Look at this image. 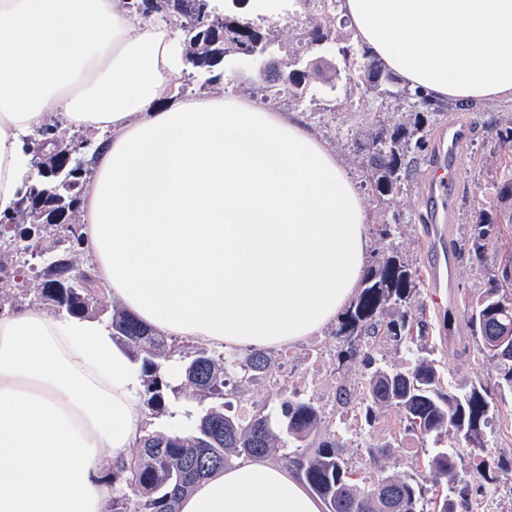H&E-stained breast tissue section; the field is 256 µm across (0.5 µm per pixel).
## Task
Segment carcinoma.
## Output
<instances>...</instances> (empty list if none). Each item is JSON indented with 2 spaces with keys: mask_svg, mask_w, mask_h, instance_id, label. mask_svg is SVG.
<instances>
[{
  "mask_svg": "<svg viewBox=\"0 0 512 512\" xmlns=\"http://www.w3.org/2000/svg\"><path fill=\"white\" fill-rule=\"evenodd\" d=\"M313 4L314 20L288 47L286 57L273 62L272 76L252 88V93L273 106L292 95L298 101L326 100L336 84L324 86L312 64L300 66V51L317 48L331 39L340 0H289L288 17H296ZM167 18L186 46L185 61L193 72L206 75L211 86L224 84V57L243 48L256 54L275 41V30L265 19H241L227 12L216 14L210 0H149L142 11ZM339 63L353 86L394 103L406 111L405 119L371 131L355 132L354 150L363 161V186L383 200L402 192L413 181L428 151L431 129L447 117L449 108L411 91L395 74L384 69L367 50L348 45L337 48ZM490 135L504 151V170L493 183L497 200H512V117L489 123ZM79 138L62 135L58 124L37 131L34 144L43 148V174L11 214L0 216V302L16 303L33 295V303L54 312L86 316L102 313V291L90 288L89 270L76 259L81 225L76 223L88 164L76 166L69 155ZM512 210H481L473 216L470 234L459 249L470 264L486 270L477 295L468 304V323L479 337L480 355L495 363L492 383L471 382L459 388L448 382L441 361L426 356L431 323L426 308H413L423 283L416 264L393 247L372 261L363 287L343 313L335 335L343 338L338 365L363 358L373 365L364 382V398L356 414L357 426H372L381 412H401L405 430L425 441L455 439L448 447L424 449L428 480L387 475L368 488H360L338 450L336 421L318 402L295 392L278 390L280 414L252 406L236 412L229 397L241 383L271 374L270 353L252 351L214 354L208 349L179 350L164 335L154 332L123 309L112 310L109 328L113 338L141 364L145 404L151 414L173 418L172 401L185 399L205 411H183L185 421L167 433L148 432L139 451L112 473L116 485L111 512H179V500L200 480L241 459H272L295 469L327 512H386L385 492L392 494L398 512H457L464 506L474 512L484 491L461 484L459 468L470 449L487 450L486 429L499 417V405L512 399V346L508 352L491 351L482 322L497 323L498 334L512 335ZM23 254L39 259L28 263L37 287L5 274ZM404 347L408 362L395 367L377 362V347L385 343ZM179 355L184 378L177 386L166 379L164 367Z\"/></svg>",
  "mask_w": 512,
  "mask_h": 512,
  "instance_id": "carcinoma-1",
  "label": "carcinoma"
}]
</instances>
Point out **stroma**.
I'll return each mask as SVG.
<instances>
[{
    "mask_svg": "<svg viewBox=\"0 0 512 512\" xmlns=\"http://www.w3.org/2000/svg\"><path fill=\"white\" fill-rule=\"evenodd\" d=\"M259 73L252 67L236 65L234 56L224 60V83L220 86H204L197 79L186 80L182 86L183 97L222 96L236 93L238 87L260 82ZM337 95H344L345 76L336 78ZM353 98L363 99L362 111H354L350 105L337 106L332 112L310 111L308 104L285 97L278 109L282 112L301 113L304 120L319 134L327 147L335 152L341 164L351 175H358V160L350 147V133L353 126L371 128L377 124H391L397 108L392 103L373 97L363 96L361 89L350 91ZM512 114L511 102L487 101L475 105L473 111H458L454 117L469 132L460 153L463 161L458 170L460 191L454 199L452 211L443 223L446 234L453 244H460L470 234V220L475 212L492 205L488 192L492 181L500 174L502 152L492 143L485 132L487 121L501 115ZM362 201L367 211V233L370 253L385 250L387 243L377 235L379 224L387 222L392 211H400L410 217L411 223L404 228L397 242L403 253L412 258L419 268L428 265L425 244L431 233V225L426 221L427 200L422 178H415L411 188L397 195L391 206L379 205L371 192H363ZM479 273L467 259L454 262L456 300L450 308H442L433 296L431 282H424L416 297L423 303L433 325L436 336L434 356L444 366L449 381L466 384L475 380L492 381L496 367L492 362L481 359L477 353L478 341L472 336L467 313L460 300L461 295L473 292L477 287ZM453 314L451 330L453 335L464 337V346L448 345L441 341L439 323L446 314ZM342 346L340 337L335 336L333 327H326L317 336L306 339L291 347L296 357L289 363L285 373L276 384L262 380L240 387L236 403L253 406L268 404L277 408L278 389L287 388L301 391L318 399L335 396L338 389H346L345 403L337 405V418H344L348 412L357 410L364 394L362 382L367 372L364 362L356 360L345 367H337L336 354ZM341 454L356 478L363 482L377 480L387 475H421L422 455L420 440L405 433L402 415L396 409L386 410L373 427L360 431L340 430ZM398 440L400 450L393 459H383L370 463L368 449L380 446L391 440ZM490 452L485 457L465 459L462 465L466 483L471 488L482 487L488 494L478 507V512H512V473L498 469L499 458L512 457V402L501 405L500 418L489 441Z\"/></svg>",
    "mask_w": 512,
    "mask_h": 512,
    "instance_id": "1",
    "label": "stroma"
}]
</instances>
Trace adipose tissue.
<instances>
[{
    "label": "adipose tissue",
    "mask_w": 512,
    "mask_h": 512,
    "mask_svg": "<svg viewBox=\"0 0 512 512\" xmlns=\"http://www.w3.org/2000/svg\"><path fill=\"white\" fill-rule=\"evenodd\" d=\"M354 37L434 102H512V0H342ZM183 45L117 0H0V214L48 116L96 130L83 248L156 332L227 350L319 334L367 269L362 198L297 117L182 98ZM139 364L96 318L0 311V512H105L146 432ZM179 512H321L292 469L243 460Z\"/></svg>",
    "instance_id": "adipose-tissue-1"
}]
</instances>
